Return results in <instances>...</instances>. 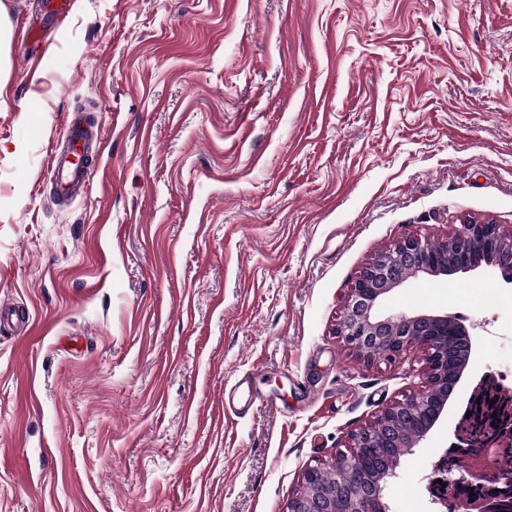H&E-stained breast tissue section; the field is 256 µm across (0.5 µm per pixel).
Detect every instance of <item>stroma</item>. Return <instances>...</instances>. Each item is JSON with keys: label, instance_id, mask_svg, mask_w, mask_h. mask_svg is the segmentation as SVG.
I'll use <instances>...</instances> for the list:
<instances>
[{"label": "stroma", "instance_id": "1", "mask_svg": "<svg viewBox=\"0 0 512 512\" xmlns=\"http://www.w3.org/2000/svg\"><path fill=\"white\" fill-rule=\"evenodd\" d=\"M0 87V512H287L304 472L426 384L425 352L337 336L361 270L456 217L512 230V0H72ZM93 136L60 203L50 149ZM380 310L448 316L472 352L401 457L390 512L482 376L512 377V285L424 273ZM233 397L237 414L225 416Z\"/></svg>", "mask_w": 512, "mask_h": 512}]
</instances>
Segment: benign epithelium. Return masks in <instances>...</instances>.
Segmentation results:
<instances>
[{
  "label": "benign epithelium",
  "instance_id": "benign-epithelium-1",
  "mask_svg": "<svg viewBox=\"0 0 512 512\" xmlns=\"http://www.w3.org/2000/svg\"><path fill=\"white\" fill-rule=\"evenodd\" d=\"M450 245L464 252H484L494 256L493 266L503 281L512 285V234L503 233L496 224H478L466 219L453 225V230L438 246L426 237L407 236L363 268L345 300L336 334L366 359L381 347L386 348L392 357L410 345L421 346L426 352L427 389L393 403L375 418L371 427L354 433L350 453L334 463L338 473L343 464L353 466L361 461L368 449L378 447L384 439V432L393 427L396 420L417 418L428 407H433V415L420 428L418 439L421 440L445 410L448 401V352L444 336L448 335V317L402 312L380 318L375 310L385 294L405 282L401 268L406 265L434 276L448 275L444 248ZM511 447L512 425L485 440L476 454L489 462ZM395 469L394 465L386 469L376 484L361 479L364 491L353 494L346 491L339 480L336 487L329 488L323 479V468L311 467L303 474L301 492L289 503L288 512H389L383 502L382 491L383 484L396 477ZM442 471L447 473L443 483L435 481L430 486L433 500L440 504L450 498L456 499L457 487L481 479L477 474L468 477L453 474L446 464ZM494 480L503 486L504 496L478 502L457 499L458 510L500 512L512 500V475L498 473Z\"/></svg>",
  "mask_w": 512,
  "mask_h": 512
}]
</instances>
